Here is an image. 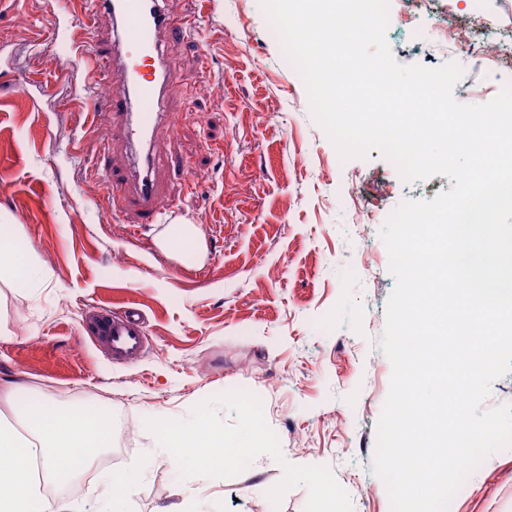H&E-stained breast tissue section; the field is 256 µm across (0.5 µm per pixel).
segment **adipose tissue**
Instances as JSON below:
<instances>
[{
    "instance_id": "obj_1",
    "label": "adipose tissue",
    "mask_w": 512,
    "mask_h": 512,
    "mask_svg": "<svg viewBox=\"0 0 512 512\" xmlns=\"http://www.w3.org/2000/svg\"><path fill=\"white\" fill-rule=\"evenodd\" d=\"M12 226H0V282L26 277L47 280L44 266L24 251L3 246ZM160 248L184 263L198 261L203 243L197 225L185 221L176 235L159 240ZM112 410L98 407L78 413L51 397L27 413L0 409V512H77L56 497L54 487L91 472L100 455L112 445ZM72 467H61L63 457Z\"/></svg>"
}]
</instances>
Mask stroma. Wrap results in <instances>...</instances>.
Returning <instances> with one entry per match:
<instances>
[{"label":"stroma","instance_id":"obj_1","mask_svg":"<svg viewBox=\"0 0 512 512\" xmlns=\"http://www.w3.org/2000/svg\"><path fill=\"white\" fill-rule=\"evenodd\" d=\"M171 5L197 20L170 48L190 81L177 87L176 126L159 143L180 209L155 224L112 219L95 176L122 160L100 150L109 119L99 105L110 89L78 53L82 15L71 0L0 8V225H15L52 274L41 288L0 283V322L10 331L0 338V375L22 383V401L50 394L111 407L112 463L97 475L132 479L126 512H269L264 492L286 462L328 466L353 512H391L372 460L392 372L380 340L395 280L382 225L357 229L339 203L358 183L389 214L453 182H405L375 150L337 162L260 0ZM427 8L455 23L487 13L512 36V0ZM386 38L399 63L460 64V103H487L485 88L512 84V67L493 70L466 50L416 42L399 28ZM85 112L96 113L94 126ZM183 218L202 234L195 264L157 244ZM364 252L373 256L368 272L356 265ZM127 304L143 312L150 344L118 364L81 325L94 307ZM234 390L261 399L282 461L262 455L232 477H181L146 419H186ZM449 512H512V449L488 456Z\"/></svg>","mask_w":512,"mask_h":512}]
</instances>
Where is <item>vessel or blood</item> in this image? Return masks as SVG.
<instances>
[{"label": "vessel or blood", "mask_w": 512, "mask_h": 512, "mask_svg": "<svg viewBox=\"0 0 512 512\" xmlns=\"http://www.w3.org/2000/svg\"><path fill=\"white\" fill-rule=\"evenodd\" d=\"M90 25L105 17L115 22L108 49L99 39L82 42L81 52L92 70L114 88L106 101L111 133L104 142L136 144L134 165L103 173L108 199L125 222L154 224L173 200L157 176L161 163L153 143L162 121L161 108L177 86L172 66L162 53L166 40L182 36L193 26L190 14L176 13L167 0H77ZM90 338L111 351L113 358L133 360L146 344V330L131 309L96 308L86 320Z\"/></svg>", "instance_id": "b4317fda"}]
</instances>
